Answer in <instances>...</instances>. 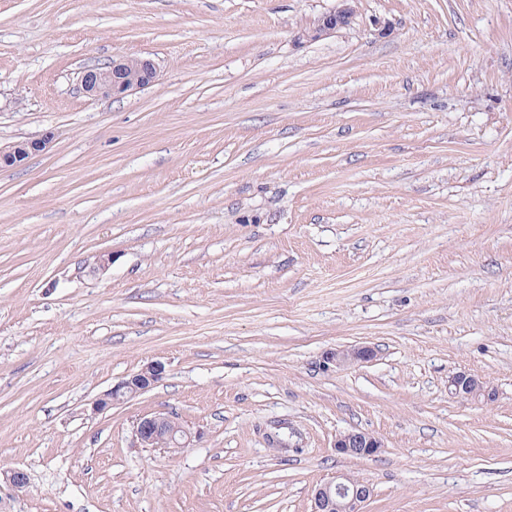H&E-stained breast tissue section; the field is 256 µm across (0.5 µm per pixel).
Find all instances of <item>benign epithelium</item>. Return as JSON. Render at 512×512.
I'll return each mask as SVG.
<instances>
[{
	"mask_svg": "<svg viewBox=\"0 0 512 512\" xmlns=\"http://www.w3.org/2000/svg\"><path fill=\"white\" fill-rule=\"evenodd\" d=\"M342 7L317 18L306 31V36L317 39L351 24L355 9L351 0H342ZM158 70L150 59L121 56L105 65L83 69L78 77L82 93L90 99L116 98L144 89L157 81ZM49 139L22 140L0 148V168L22 165L30 155L46 148ZM376 350L369 345L338 349L330 359L336 365L363 363L373 360ZM165 364L153 361L139 371L123 379L103 397L94 402L93 410L102 411L114 404L132 399L155 385L165 374ZM448 389L461 399H483L491 401L495 391L489 383L457 372L449 377ZM135 436L144 448H164L170 453L187 448L195 438L190 428L176 417L157 413L145 416L136 423ZM336 452L352 457H372L380 453L383 442L362 431H348L336 437ZM3 477L15 490L21 491L28 485V475L20 468L0 470ZM373 494L369 483L340 474L316 488L312 512H364L363 506Z\"/></svg>",
	"mask_w": 512,
	"mask_h": 512,
	"instance_id": "obj_1",
	"label": "benign epithelium"
}]
</instances>
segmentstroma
<instances>
[{"mask_svg":"<svg viewBox=\"0 0 512 512\" xmlns=\"http://www.w3.org/2000/svg\"><path fill=\"white\" fill-rule=\"evenodd\" d=\"M338 6L0 0V146L53 136L0 170V512H311L339 473L364 512H512V0L301 37ZM127 55L157 82L81 93ZM161 412L189 448L138 444ZM376 355L374 347L361 345L352 348L336 349V352L331 353L330 359L336 362V366H340L350 363L368 362L373 360ZM165 371V364L160 361L144 365L139 371L114 385L103 394V397L98 398L94 402L93 410H105L114 404L127 401L148 391L163 377ZM448 389L452 395L461 399L482 398L484 401H492L495 397V391L489 383L465 372H457L450 376ZM383 442L362 431H348L336 437V452L352 457H372L380 453Z\"/></svg>","mask_w":512,"mask_h":512,"instance_id":"1","label":"stroma"}]
</instances>
